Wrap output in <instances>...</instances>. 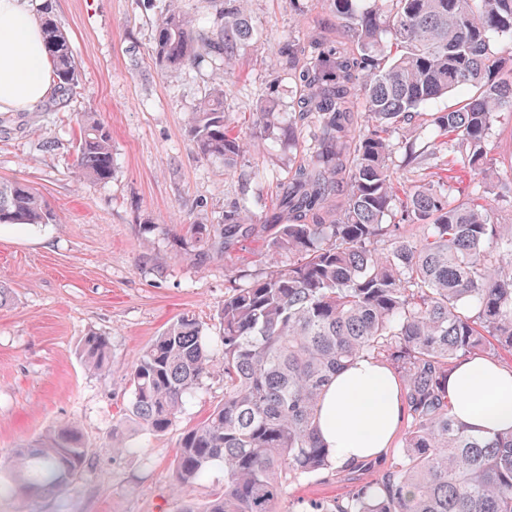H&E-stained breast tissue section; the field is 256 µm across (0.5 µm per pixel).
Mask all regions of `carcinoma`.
I'll use <instances>...</instances> for the list:
<instances>
[{"label": "carcinoma", "instance_id": "obj_1", "mask_svg": "<svg viewBox=\"0 0 512 512\" xmlns=\"http://www.w3.org/2000/svg\"><path fill=\"white\" fill-rule=\"evenodd\" d=\"M153 55L162 66L230 67L252 38L244 0H224L215 33L159 0ZM350 38L291 44L282 71L296 100L305 162L281 184L282 222L262 224L265 249L288 256L244 285L233 283L219 311L224 362L215 367L203 328L183 315L168 324L130 368L133 400L124 419L152 435L177 422L184 398L218 370L224 398L181 434L173 466L179 494L224 466V489L181 512H279L286 488L332 467L315 413L326 384L352 361L386 364L402 383V451L391 468L348 497L311 512H512V431L492 437L457 425L446 382L456 362L512 352V224L472 186L458 194L459 166L490 180L497 124L512 112V0H329ZM59 98L77 94L79 70L54 16L41 18ZM391 37L395 52L381 44ZM455 96L446 112L419 108ZM364 112L355 135L353 109ZM448 152L437 180L395 185L393 134L412 116ZM81 177L112 176V135L81 118ZM200 155L234 163L245 142L224 116V85L189 113ZM344 193L324 222L325 204ZM397 218L383 223L387 216ZM56 217L29 185L0 180V224H52ZM183 241L199 256H222L254 235L248 211L222 224H192ZM77 351L88 371L112 369L108 337L89 333ZM88 460L79 425L67 422L15 449L0 491L59 489Z\"/></svg>", "mask_w": 512, "mask_h": 512}]
</instances>
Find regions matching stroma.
I'll return each mask as SVG.
<instances>
[{
    "label": "stroma",
    "mask_w": 512,
    "mask_h": 512,
    "mask_svg": "<svg viewBox=\"0 0 512 512\" xmlns=\"http://www.w3.org/2000/svg\"><path fill=\"white\" fill-rule=\"evenodd\" d=\"M258 31L237 52L231 74L204 64L170 70L152 53L155 0H51L79 64L80 89L58 104L0 112V179L35 188L56 221L0 225V282L13 294L0 308V460L67 421L78 422L89 446L85 471L62 488L0 495V512H180L184 499L206 503L224 485L216 465L186 495L172 488L182 432L224 396V378L208 376L183 403L163 435L137 432L133 453L112 454V431L132 400L128 372L139 353L172 320L189 315L203 326L215 363H222L217 312L230 280L267 267L263 240L253 237L221 257L186 254L192 224H220L236 206L262 224L276 192L299 160L288 143L297 90L277 67L288 41L344 33L327 0L304 12L289 0H246ZM224 84L227 122L248 141L232 166L202 157L187 115L216 82ZM278 118L251 131L262 106ZM108 125L114 169L105 181H84L76 167L77 114ZM96 332L112 344V369L85 370L75 353ZM402 450L394 439L382 457L355 473L332 467L290 486L280 512H307L382 475Z\"/></svg>",
    "instance_id": "1"
}]
</instances>
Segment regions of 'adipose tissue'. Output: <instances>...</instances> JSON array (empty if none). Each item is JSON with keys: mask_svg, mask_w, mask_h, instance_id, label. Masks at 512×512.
<instances>
[{"mask_svg": "<svg viewBox=\"0 0 512 512\" xmlns=\"http://www.w3.org/2000/svg\"><path fill=\"white\" fill-rule=\"evenodd\" d=\"M45 0H0V112L30 110L50 95L52 65L39 13ZM448 398L457 422L493 436L512 430V367L475 356L453 368ZM402 384L389 367L360 358L339 372L319 404L318 431L337 464L382 456L399 428Z\"/></svg>", "mask_w": 512, "mask_h": 512, "instance_id": "1", "label": "adipose tissue"}]
</instances>
